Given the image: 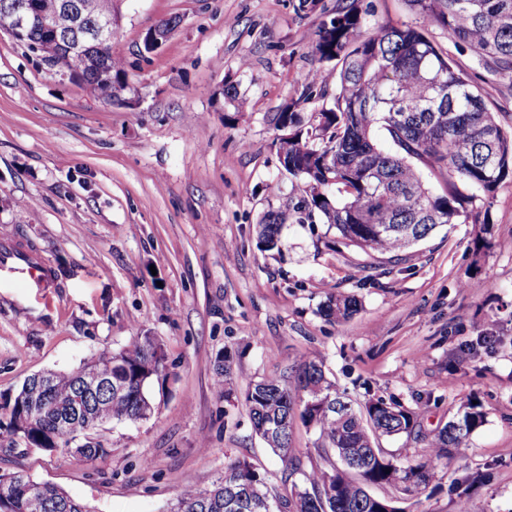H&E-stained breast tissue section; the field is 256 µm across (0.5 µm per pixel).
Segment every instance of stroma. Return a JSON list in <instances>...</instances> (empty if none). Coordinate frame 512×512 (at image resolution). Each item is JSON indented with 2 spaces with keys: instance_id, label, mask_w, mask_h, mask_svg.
Wrapping results in <instances>:
<instances>
[{
  "instance_id": "stroma-1",
  "label": "stroma",
  "mask_w": 512,
  "mask_h": 512,
  "mask_svg": "<svg viewBox=\"0 0 512 512\" xmlns=\"http://www.w3.org/2000/svg\"><path fill=\"white\" fill-rule=\"evenodd\" d=\"M336 5L116 0L127 106L89 95L0 33V243L35 252L56 282L0 268V394L140 329L168 368L148 419L100 430L111 455L87 463L2 443L0 473L25 471L93 512H168L184 486L211 488L243 460L287 493L245 390L314 355L354 403L380 397L417 412L420 438L381 440L390 453L417 455L461 402L478 401L485 425L406 507L456 512L463 499L470 512H512V250L500 246L512 236V175L477 201L478 221L433 232L399 263L329 249L319 223H286L277 252L258 243L264 213L303 194L280 166L271 119L299 98L316 67L309 44ZM169 17L178 26L144 53L145 32ZM429 32L511 127L512 73H489L440 26ZM336 292L361 305L341 323L321 314ZM220 356L229 392L214 384Z\"/></svg>"
}]
</instances>
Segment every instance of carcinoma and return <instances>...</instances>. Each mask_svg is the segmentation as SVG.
<instances>
[{
    "label": "carcinoma",
    "mask_w": 512,
    "mask_h": 512,
    "mask_svg": "<svg viewBox=\"0 0 512 512\" xmlns=\"http://www.w3.org/2000/svg\"><path fill=\"white\" fill-rule=\"evenodd\" d=\"M0 0V32L39 54L49 68L79 81L93 96L127 104L130 91L125 63L112 43L84 51L52 47L42 23L71 43L81 37L75 20L93 23L114 12L113 0H38L39 19L18 28L17 6ZM423 18L421 27L371 23L360 0H347L323 22L311 41L319 63H334L337 92L333 106L308 117L300 102L323 87L314 69L300 96L273 117L278 159L290 176L303 182L305 196L288 212L269 211L256 232L268 251L278 247L287 219L319 220L336 230L325 246L340 243L367 254L402 260L401 252L434 230L476 219L477 194L490 195L512 170V132L487 106L480 89L454 71L428 36V26L448 30L492 71L512 72V0H408ZM385 132L393 149L374 142ZM443 184L434 193L428 178ZM359 311L357 299L336 294L322 308L329 320H347ZM103 380L117 379L112 392L88 391L87 369ZM167 377L166 357L154 337L141 331L112 353L103 352L69 371L47 370L29 376L12 395L0 396V438L9 445L26 437L39 448H67L69 436L84 442L82 459L94 462L112 453L96 438L108 423L137 422L152 411L150 386ZM245 401L254 433L281 456L288 475L301 473L287 496L273 495L266 476L246 461L225 468L212 488L184 487L170 512H268L281 502L283 512H377L366 498L370 485L409 497L427 488L434 464L450 459L486 422L481 406L469 400L429 441L416 459L401 462L379 451V459L356 474L331 458L345 449L363 460L378 447V437L411 436L418 414L382 398L355 407L326 381L322 365L302 360L294 381L268 377L250 383ZM319 432V457L330 464L305 470L291 434L295 419ZM0 512H91L64 490L22 472L0 482Z\"/></svg>",
    "instance_id": "cac0c4a2"
}]
</instances>
